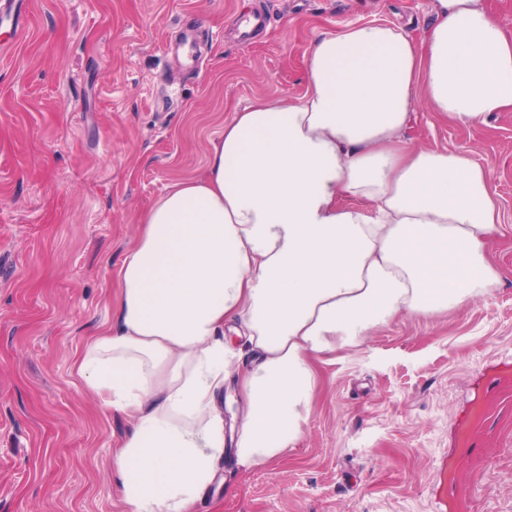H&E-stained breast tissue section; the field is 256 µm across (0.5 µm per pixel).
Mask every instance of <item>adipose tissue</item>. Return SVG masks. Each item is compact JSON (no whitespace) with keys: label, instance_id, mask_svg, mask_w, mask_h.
<instances>
[{"label":"adipose tissue","instance_id":"adipose-tissue-1","mask_svg":"<svg viewBox=\"0 0 512 512\" xmlns=\"http://www.w3.org/2000/svg\"><path fill=\"white\" fill-rule=\"evenodd\" d=\"M431 11L418 40L389 23L320 35L303 94L236 112L203 173L142 215L112 274L116 321L76 364L132 422L112 451L127 512H195L225 450L246 470L286 457L319 362L501 280L489 246L512 229L488 166L408 146L402 131L422 98L457 125L512 111V35L484 0ZM230 379L246 404L232 429L220 408Z\"/></svg>","mask_w":512,"mask_h":512}]
</instances>
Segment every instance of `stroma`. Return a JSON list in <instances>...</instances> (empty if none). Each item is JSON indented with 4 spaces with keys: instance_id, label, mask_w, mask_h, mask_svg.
Returning a JSON list of instances; mask_svg holds the SVG:
<instances>
[{
    "instance_id": "stroma-1",
    "label": "stroma",
    "mask_w": 512,
    "mask_h": 512,
    "mask_svg": "<svg viewBox=\"0 0 512 512\" xmlns=\"http://www.w3.org/2000/svg\"><path fill=\"white\" fill-rule=\"evenodd\" d=\"M268 22L249 45L236 14ZM0 21V512H125L110 446L129 420L75 363L115 321L112 270L143 212L199 174L225 121L305 89L322 32L386 20L419 34L429 0H27ZM198 29L199 72L164 56ZM407 144L492 170L512 226V111L467 127L419 100ZM502 281L431 318L400 316L319 364L304 434L250 472L225 453L196 512H512V239Z\"/></svg>"
}]
</instances>
